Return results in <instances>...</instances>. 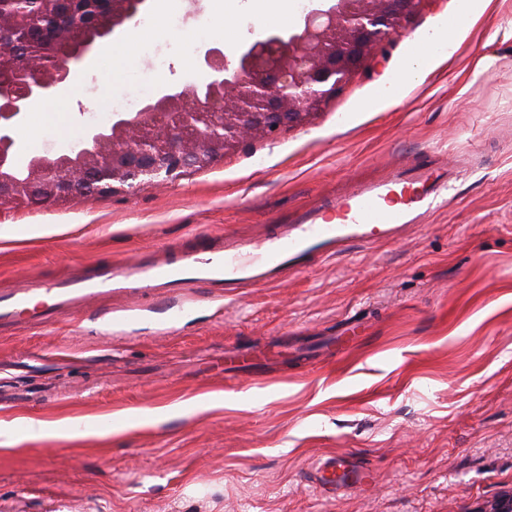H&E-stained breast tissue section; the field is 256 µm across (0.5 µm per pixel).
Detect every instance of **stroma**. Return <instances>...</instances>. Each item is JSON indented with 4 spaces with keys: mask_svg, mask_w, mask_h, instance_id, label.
<instances>
[{
    "mask_svg": "<svg viewBox=\"0 0 512 512\" xmlns=\"http://www.w3.org/2000/svg\"><path fill=\"white\" fill-rule=\"evenodd\" d=\"M144 41L204 43L168 12ZM456 0H429L310 122L225 152L163 185L64 206L0 209V289L47 288L89 265L209 234L253 240L321 199L442 162L445 208L398 237L247 289L224 307L186 291L162 332L156 295L123 336L97 331L100 300L0 329V419L102 416L113 430L0 446V512H478L512 492V0L482 5L456 49L398 101H371ZM82 63L64 121L109 115L149 71ZM366 483L317 485L329 456Z\"/></svg>",
    "mask_w": 512,
    "mask_h": 512,
    "instance_id": "35a3bbf8",
    "label": "stroma"
}]
</instances>
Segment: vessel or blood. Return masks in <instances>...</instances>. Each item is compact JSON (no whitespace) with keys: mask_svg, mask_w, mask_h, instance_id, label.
I'll return each mask as SVG.
<instances>
[{"mask_svg":"<svg viewBox=\"0 0 512 512\" xmlns=\"http://www.w3.org/2000/svg\"><path fill=\"white\" fill-rule=\"evenodd\" d=\"M444 166L410 165L391 177L357 185L342 195L304 210L296 223L245 244L217 234L186 248L163 249L134 264H97L53 283L58 305L84 303L103 296L139 298L143 292L181 291L193 282L214 286L210 301L234 297L246 284L272 283L288 271L306 267L314 256L333 257L376 235L395 236L419 223L424 206L447 189ZM27 288L0 290V325L28 305Z\"/></svg>","mask_w":512,"mask_h":512,"instance_id":"obj_1","label":"vessel or blood"}]
</instances>
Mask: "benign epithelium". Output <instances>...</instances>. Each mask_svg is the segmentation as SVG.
<instances>
[{
    "label": "benign epithelium",
    "mask_w": 512,
    "mask_h": 512,
    "mask_svg": "<svg viewBox=\"0 0 512 512\" xmlns=\"http://www.w3.org/2000/svg\"><path fill=\"white\" fill-rule=\"evenodd\" d=\"M426 2L310 0L296 28L242 44L233 62L216 47L198 49L205 83L161 86L138 111L88 125L71 150L36 158L20 179L13 167L14 133L30 103L51 97L72 68L145 9L147 0H86L93 24L59 27L56 40L67 44L64 54L36 62L11 50L12 35L46 29L60 15V0H0V208L36 199L68 204L137 181L174 178L207 166L229 146L302 125L384 39L398 34L401 19Z\"/></svg>",
    "instance_id": "obj_1"
}]
</instances>
